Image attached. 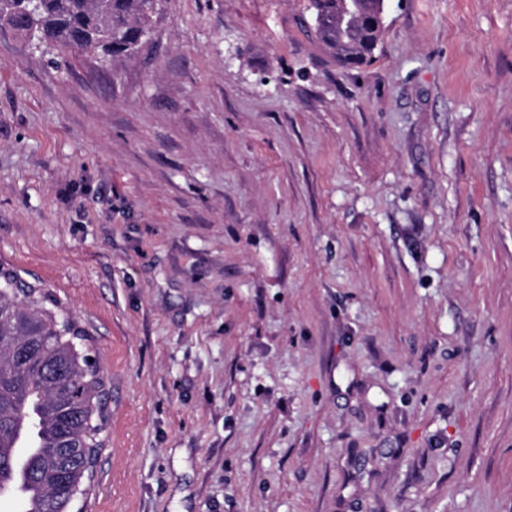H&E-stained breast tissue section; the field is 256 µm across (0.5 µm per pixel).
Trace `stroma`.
Here are the masks:
<instances>
[{
    "instance_id": "obj_1",
    "label": "stroma",
    "mask_w": 512,
    "mask_h": 512,
    "mask_svg": "<svg viewBox=\"0 0 512 512\" xmlns=\"http://www.w3.org/2000/svg\"><path fill=\"white\" fill-rule=\"evenodd\" d=\"M162 0L0 29V266L90 335L83 512H512V0ZM0 0V27L37 44L93 52L102 62L134 55L153 28L156 0ZM350 10H355L362 16L373 18L374 26H350L340 28L336 25V17L346 10L343 0H311L315 20L321 17L317 26L322 43L345 64H361L365 62L377 45L382 31L383 0H346ZM381 2V4H380ZM344 41L354 44V49L348 55L336 54V43Z\"/></svg>"
}]
</instances>
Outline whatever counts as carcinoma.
<instances>
[{
  "label": "carcinoma",
  "instance_id": "cac0c4a2",
  "mask_svg": "<svg viewBox=\"0 0 512 512\" xmlns=\"http://www.w3.org/2000/svg\"><path fill=\"white\" fill-rule=\"evenodd\" d=\"M322 43L354 44L345 64L365 62L382 31V0H310ZM373 26L339 27L346 9ZM158 13L157 0H0V27L102 62L135 54ZM51 293L0 270V487L22 472L32 484L24 512H70L102 448L105 380L88 353V333L61 313Z\"/></svg>",
  "mask_w": 512,
  "mask_h": 512
}]
</instances>
